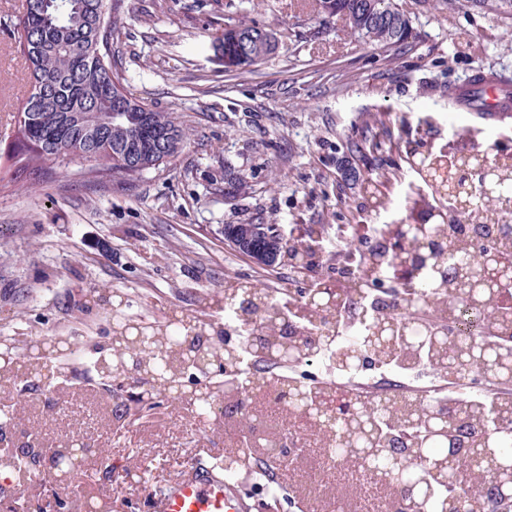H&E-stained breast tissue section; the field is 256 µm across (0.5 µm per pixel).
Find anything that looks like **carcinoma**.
<instances>
[{"instance_id": "obj_1", "label": "carcinoma", "mask_w": 512, "mask_h": 512, "mask_svg": "<svg viewBox=\"0 0 512 512\" xmlns=\"http://www.w3.org/2000/svg\"><path fill=\"white\" fill-rule=\"evenodd\" d=\"M118 0H24L18 47L29 70L28 96L17 115L15 140L23 147L15 173L29 176L42 163L58 158L81 159L89 174L104 182L117 174L133 177L170 162L186 142L184 129L170 113L155 112L127 93L112 65L115 29L106 22L107 2ZM297 7L326 25L336 22L351 34L374 45L400 49L411 37L408 16L396 0H297ZM224 33L216 37L224 54V71H249L276 53L290 38L284 28L267 29L256 21L233 17L234 0H225ZM89 107L102 118L100 127L77 124L74 116ZM458 165L448 172L453 180L461 173L477 180L481 170L492 169L495 192L467 210L478 217L475 225L439 224L413 226L388 224L383 242L363 240L358 249L341 250L336 260L338 292L308 274L323 266L319 246L330 234L328 224H292L288 239L265 234L254 240V249L270 254L288 266L300 288L280 296L262 291L244 280L224 283V312L228 324L248 326L230 349L207 338L209 316L216 301L204 296L198 309L184 314L189 326L135 318L122 305H112V335L116 347L85 360L95 379L112 375L105 388L112 405L116 430L121 420L117 407L147 413L167 393L166 384L184 371L181 353L202 351L232 372L238 371L241 354L262 349L269 357L255 360L251 378L262 385L280 387L281 418L291 424L304 420L306 403L325 401L328 391L296 377L285 378L277 369L282 351L291 360L327 357L335 374L349 377L361 357L371 354L395 370L417 363H435L442 378L453 383L484 360L488 391L481 396L461 392L448 397L425 398L384 393L370 396L350 392L336 401L334 422H314L315 443L332 449L342 467L370 473L375 489L388 501L414 512H451L453 492L466 499L469 512H512L496 474L512 466V318L483 314L474 307L499 302V293L480 281L476 245L482 251L512 249V212L503 202L512 198V154L487 162L478 151H455ZM372 183L363 192V212L387 208V196ZM336 296L347 308L354 327L349 338H338L336 310L329 306ZM142 326L143 346L130 347L120 333L130 324ZM46 365L31 369L25 384L29 398L50 406L60 397L38 379ZM208 397L198 400L194 416L224 422L238 434L253 423L247 411L250 391L241 385L198 373ZM68 445L33 448L29 453L1 454L0 494L10 493L20 507L29 504L30 477L49 472L67 456ZM485 450V465L469 469L474 449ZM251 474L266 482L279 475V460L261 450L249 457Z\"/></svg>"}]
</instances>
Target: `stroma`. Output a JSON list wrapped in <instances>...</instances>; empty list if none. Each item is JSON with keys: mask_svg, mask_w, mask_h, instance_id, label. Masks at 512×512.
<instances>
[{"mask_svg": "<svg viewBox=\"0 0 512 512\" xmlns=\"http://www.w3.org/2000/svg\"><path fill=\"white\" fill-rule=\"evenodd\" d=\"M23 0H0V336H50L109 348L112 323L89 296L124 295L128 312L160 320L195 309L200 296L224 294L229 279L276 292L284 267H267L224 238L228 224L437 222L429 206L406 214L416 180L403 140L360 158L352 130L365 138L419 124L426 146L469 141L512 150V116L487 125L457 111L449 86L472 75L512 76V10L472 0H399L411 20L406 49L365 44L341 31L322 34L295 15L289 0H236L238 15L268 29H289L288 43L252 72H225L215 38L223 0H120L108 19L119 33L114 64L134 97L179 118L187 142L176 158L137 178L97 183L79 175L81 160L47 163L36 181H14V130L26 86L16 54ZM400 169L386 184L388 210L359 212L360 178L382 158ZM111 411L96 391L76 388L53 410L27 402L20 430L42 432L46 446L81 441L109 449L107 492L146 512L150 490L176 478L184 463L224 452V427L203 424L173 397L111 435ZM154 463L142 480L123 471L132 455Z\"/></svg>", "mask_w": 512, "mask_h": 512, "instance_id": "obj_1", "label": "stroma"}]
</instances>
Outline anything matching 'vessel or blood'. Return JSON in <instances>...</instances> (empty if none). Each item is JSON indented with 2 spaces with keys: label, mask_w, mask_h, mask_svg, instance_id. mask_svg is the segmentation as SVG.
I'll return each instance as SVG.
<instances>
[{
  "label": "vessel or blood",
  "mask_w": 512,
  "mask_h": 512,
  "mask_svg": "<svg viewBox=\"0 0 512 512\" xmlns=\"http://www.w3.org/2000/svg\"><path fill=\"white\" fill-rule=\"evenodd\" d=\"M448 96L463 112L474 113L484 121L512 112V97L504 95L493 77L452 86ZM151 512H253V505L236 480L223 470L192 461L179 478L150 494Z\"/></svg>",
  "instance_id": "vessel-or-blood-1"
}]
</instances>
